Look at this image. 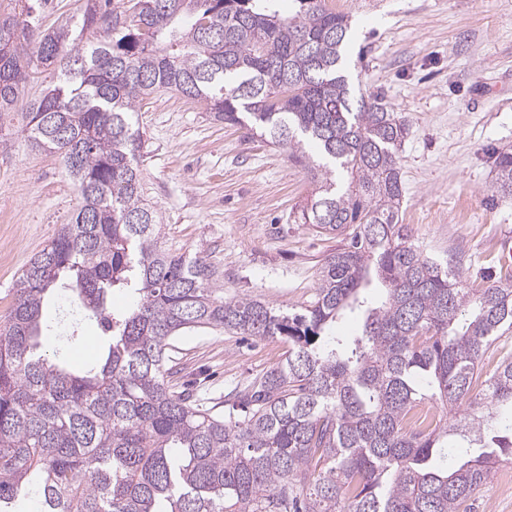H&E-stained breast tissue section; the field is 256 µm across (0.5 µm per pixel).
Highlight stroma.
<instances>
[{
	"instance_id": "35a3bbf8",
	"label": "stroma",
	"mask_w": 512,
	"mask_h": 512,
	"mask_svg": "<svg viewBox=\"0 0 512 512\" xmlns=\"http://www.w3.org/2000/svg\"><path fill=\"white\" fill-rule=\"evenodd\" d=\"M351 18L347 73L355 94H383L409 122L400 154L402 223L464 281H499V242L512 235V197L494 196V160L512 147V0H335ZM136 119L146 199L158 211L165 249L203 256L224 298H258L281 310L310 301L337 240L297 223L314 185L280 146L214 120L204 106L160 91ZM22 112L0 116V320L30 259L70 223L78 190L62 160L20 135ZM62 322L42 349L72 365L93 359V322L80 341ZM194 398L223 407L228 394L284 360L281 338L209 329L175 340ZM512 462L498 464L471 512H512Z\"/></svg>"
}]
</instances>
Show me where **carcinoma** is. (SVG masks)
I'll return each instance as SVG.
<instances>
[{"label":"carcinoma","instance_id":"obj_1","mask_svg":"<svg viewBox=\"0 0 512 512\" xmlns=\"http://www.w3.org/2000/svg\"><path fill=\"white\" fill-rule=\"evenodd\" d=\"M86 0L43 28L34 0L0 8V113L26 111L29 147L78 183L75 217L35 255L0 321V512H467L512 460V354L484 381L481 358L512 333V275L471 288L399 223L408 127L384 97L353 96L341 49L348 16L327 0ZM54 67L43 97L21 90ZM163 89L270 137L309 170L298 215L340 239L313 298L284 312L226 300L202 258L160 246L144 198L140 101ZM313 146L324 163L310 161ZM493 189L512 196V150ZM383 287L375 301L372 281ZM135 297L109 308L112 291ZM102 336L79 369L51 362L48 295ZM348 312L355 337L328 331ZM280 336L288 356L225 401L175 390L170 349L189 329ZM477 452L448 465V439Z\"/></svg>","mask_w":512,"mask_h":512}]
</instances>
